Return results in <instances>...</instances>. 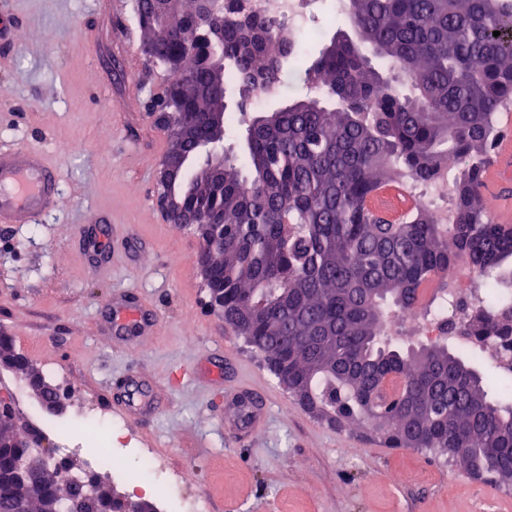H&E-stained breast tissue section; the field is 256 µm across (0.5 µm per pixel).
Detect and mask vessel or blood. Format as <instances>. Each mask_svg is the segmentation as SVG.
I'll list each match as a JSON object with an SVG mask.
<instances>
[{
    "label": "vessel or blood",
    "instance_id": "obj_1",
    "mask_svg": "<svg viewBox=\"0 0 512 512\" xmlns=\"http://www.w3.org/2000/svg\"><path fill=\"white\" fill-rule=\"evenodd\" d=\"M512 174V140H501L494 161L484 174V193L498 214L499 223H512V197L502 194L501 187ZM56 170L46 154L38 148L19 144L6 153H0V224H25L58 210L62 204ZM369 211L394 223L400 222L409 207L403 190L396 185H384L374 190L367 199ZM112 307L116 334L141 333L148 325L141 311L113 297ZM155 383L136 374L126 384L123 399L113 407L129 420H139L145 413L156 411Z\"/></svg>",
    "mask_w": 512,
    "mask_h": 512
}]
</instances>
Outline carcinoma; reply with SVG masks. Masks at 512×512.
<instances>
[{
    "label": "carcinoma",
    "instance_id": "obj_1",
    "mask_svg": "<svg viewBox=\"0 0 512 512\" xmlns=\"http://www.w3.org/2000/svg\"><path fill=\"white\" fill-rule=\"evenodd\" d=\"M245 2L219 0L205 15L199 0H182L160 35L149 0H134L143 48L174 68L165 104L181 112L185 138L171 146L190 152L207 138L208 113L226 112L233 89L253 95L290 74L306 88L261 118L241 113L245 166L232 158L220 178L186 175V207L224 225L198 253L211 261L210 298L307 409L369 429L389 448L445 453L468 476L508 486L512 369L490 380L446 336L404 351L386 330L461 253L489 299L512 289V230L482 197L504 137L498 114L512 104V0H346L356 36L332 40L311 63L286 56L276 20ZM448 158L457 167L453 224L426 212L394 224L367 210L376 186L403 175L426 183ZM470 335L511 340L512 304L494 315L476 309ZM0 369L43 381L10 336L0 335ZM389 375L403 390L387 401ZM22 416L17 408L0 420V512H129L107 481L67 459L48 476L32 468L25 488L16 483L15 469L45 454L39 425L14 433Z\"/></svg>",
    "mask_w": 512,
    "mask_h": 512
}]
</instances>
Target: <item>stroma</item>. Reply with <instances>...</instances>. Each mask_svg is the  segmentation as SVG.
I'll return each instance as SVG.
<instances>
[{
	"instance_id": "35a3bbf8",
	"label": "stroma",
	"mask_w": 512,
	"mask_h": 512,
	"mask_svg": "<svg viewBox=\"0 0 512 512\" xmlns=\"http://www.w3.org/2000/svg\"><path fill=\"white\" fill-rule=\"evenodd\" d=\"M133 0H0V150L28 143L58 168L62 207L32 224L0 226V327L66 389L46 414L19 377L0 390L50 429L106 416L134 456L193 467L185 497L209 512H512V489L468 478L428 450L387 448L378 435L305 409L262 356L209 307L199 242L156 205L168 138L150 102L172 80L140 49ZM84 145L68 152L72 141ZM147 303L151 332L115 339L107 301ZM154 378L162 413L132 423L109 388L128 373ZM258 394L266 419L236 439L226 391ZM405 472L402 483L387 481Z\"/></svg>"
}]
</instances>
